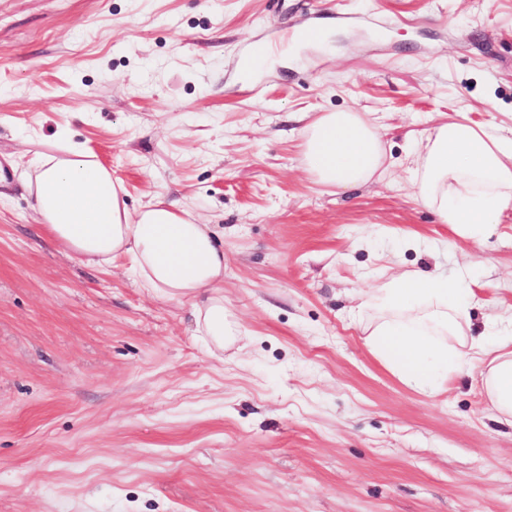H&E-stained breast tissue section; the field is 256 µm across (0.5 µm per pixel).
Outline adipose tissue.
Wrapping results in <instances>:
<instances>
[{
  "mask_svg": "<svg viewBox=\"0 0 512 512\" xmlns=\"http://www.w3.org/2000/svg\"><path fill=\"white\" fill-rule=\"evenodd\" d=\"M301 138L308 172L328 187L368 184L384 164L381 138L359 112L320 113ZM417 156L416 199L458 237L480 242L512 209V137L461 113L434 127ZM31 187L44 231L66 252L98 265L129 258L143 287L193 300L196 323L216 346L233 335L224 314V251L210 225L161 195L130 212L122 181L76 142L64 156H42ZM472 296L465 282L404 272L365 296L379 313L366 344L401 382L432 394L447 389L452 363H485L483 392L498 418L512 423V335L491 345L469 335Z\"/></svg>",
  "mask_w": 512,
  "mask_h": 512,
  "instance_id": "ef3b65f1",
  "label": "adipose tissue"
}]
</instances>
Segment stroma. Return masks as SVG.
<instances>
[{
	"instance_id": "obj_1",
	"label": "stroma",
	"mask_w": 512,
	"mask_h": 512,
	"mask_svg": "<svg viewBox=\"0 0 512 512\" xmlns=\"http://www.w3.org/2000/svg\"><path fill=\"white\" fill-rule=\"evenodd\" d=\"M337 110L376 125L380 179L308 174ZM462 110L512 133V0H0V512H512L481 365L430 395L365 343L363 292L407 270L469 281L474 332L512 306V210L471 244L411 187ZM62 128L130 211L212 226L224 347L128 259L38 234L23 175Z\"/></svg>"
}]
</instances>
